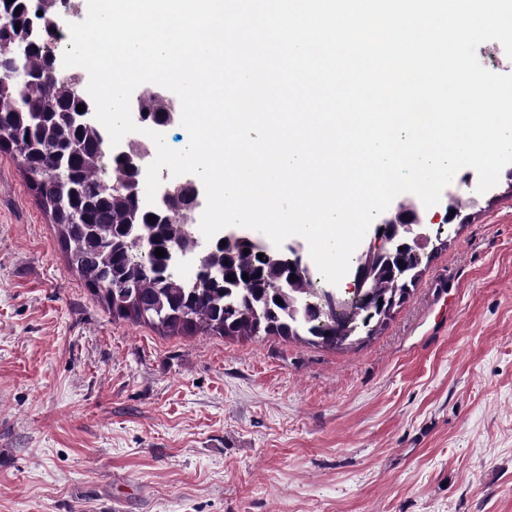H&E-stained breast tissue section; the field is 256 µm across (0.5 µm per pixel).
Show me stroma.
Here are the masks:
<instances>
[{
	"label": "stroma",
	"mask_w": 512,
	"mask_h": 512,
	"mask_svg": "<svg viewBox=\"0 0 512 512\" xmlns=\"http://www.w3.org/2000/svg\"><path fill=\"white\" fill-rule=\"evenodd\" d=\"M462 180L404 303L335 349L113 318L0 152V512H512V164Z\"/></svg>",
	"instance_id": "obj_1"
}]
</instances>
